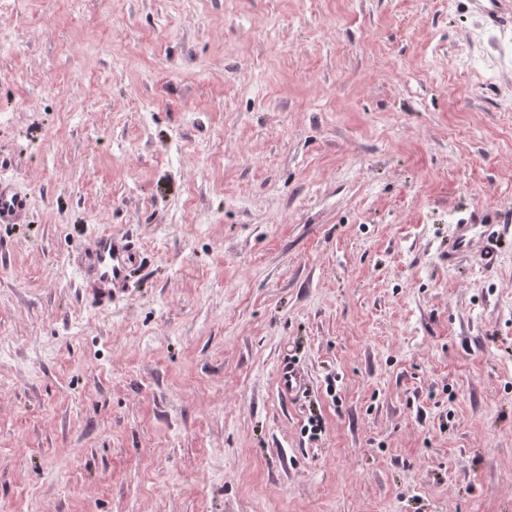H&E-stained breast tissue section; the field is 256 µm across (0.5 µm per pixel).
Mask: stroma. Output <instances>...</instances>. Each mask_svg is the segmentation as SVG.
I'll use <instances>...</instances> for the list:
<instances>
[{
  "label": "stroma",
  "mask_w": 512,
  "mask_h": 512,
  "mask_svg": "<svg viewBox=\"0 0 512 512\" xmlns=\"http://www.w3.org/2000/svg\"><path fill=\"white\" fill-rule=\"evenodd\" d=\"M3 113L0 512H512V26L8 0ZM490 211L493 268L449 260ZM110 233L138 260L99 309ZM29 207L28 198L11 184L0 182V224H22ZM86 259L93 273L83 289L86 301L97 308L112 305L123 292L128 268L136 259L133 239L126 234L101 235ZM278 386L284 396L293 398L298 396L305 385V380L299 369L292 361H284L280 365L278 376Z\"/></svg>",
  "instance_id": "35a3bbf8"
}]
</instances>
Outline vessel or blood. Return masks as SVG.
<instances>
[{"mask_svg": "<svg viewBox=\"0 0 512 512\" xmlns=\"http://www.w3.org/2000/svg\"><path fill=\"white\" fill-rule=\"evenodd\" d=\"M487 14L493 24L512 25V0H484ZM29 201L11 184L0 182V224H20L26 218ZM500 247L499 233L495 224L457 225L448 246L449 258L473 251L480 252L485 263H492ZM136 259L135 243L125 234H105L95 239L87 262L93 273L83 290L91 305L104 308L116 301L123 291L125 277ZM283 395L298 396L305 380L292 361L282 362L277 376Z\"/></svg>", "mask_w": 512, "mask_h": 512, "instance_id": "vessel-or-blood-1", "label": "vessel or blood"}]
</instances>
